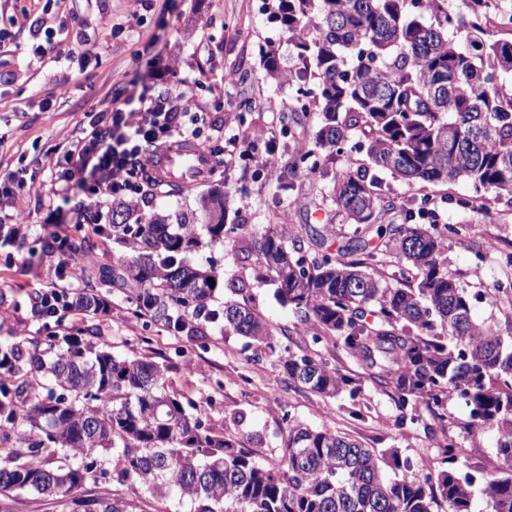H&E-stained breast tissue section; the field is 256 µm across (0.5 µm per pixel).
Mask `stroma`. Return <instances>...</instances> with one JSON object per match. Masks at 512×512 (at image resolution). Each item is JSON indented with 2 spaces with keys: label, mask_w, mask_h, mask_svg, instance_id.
<instances>
[{
  "label": "stroma",
  "mask_w": 512,
  "mask_h": 512,
  "mask_svg": "<svg viewBox=\"0 0 512 512\" xmlns=\"http://www.w3.org/2000/svg\"><path fill=\"white\" fill-rule=\"evenodd\" d=\"M269 7L268 0H0V29L5 32L0 38V169H21L25 178L12 206L0 208L7 216L6 228L16 231L14 238L0 237V339H42V322L32 315L29 296L54 276L53 259L43 245L57 236L74 235L72 209L86 197L81 189L50 194L54 149L70 140L92 105L126 98L135 90L158 94L174 89L193 111L207 114L206 133L213 145L240 131L266 141L272 118L292 114L296 85H275L263 68L262 55L271 47L277 48L283 68L299 66L286 36L269 23ZM64 15L88 21L101 34L81 47L91 61L86 73H79L66 58L50 54L40 59L28 52L38 27H57ZM244 70L248 78L225 89V77ZM46 100L52 103L47 112L42 109ZM316 129L317 121L310 117L279 134L268 179H255L251 166L242 164L223 180L209 179L179 195L140 203L139 212L160 215L173 228L182 222L201 226L209 221L201 196L227 186V221L245 225L247 236H261L278 224H312L324 228L326 248L338 250L352 232L337 217L331 197L333 177L344 167V156L314 152L307 160L317 171L313 180L303 176L291 183L283 174L295 141L312 142ZM386 185L397 202L422 193L432 197L439 223L476 219L458 204L473 192L466 182L419 188L390 179ZM239 247L237 239L205 235L184 258L213 270L220 284L245 280L244 301L278 325L281 339L301 347L305 333L291 306L277 296L275 284L257 278L254 262L241 261ZM445 256L449 271L460 275L474 294L478 320L501 323L512 314L511 306L490 296L494 284L506 280L505 266L494 259L480 260L473 240L466 237L449 238ZM108 300L109 312L91 319L71 315L67 324L96 328L100 341L116 353L168 365L169 390L195 402L211 430L248 448L263 464L278 463L288 423L294 420L339 431L380 453L397 451L422 472L450 467L462 473L492 471L499 465L497 433L472 428L470 408L462 398L447 399V429H440L422 405L402 424L382 387L366 382L357 396L343 392L331 398L291 387L281 353H256L218 322L205 327L202 347L165 332L154 335L148 345L140 340L144 325L133 317L126 296L115 291ZM447 435L461 449L451 465L440 451ZM84 493L120 495L135 512H188L178 499L146 497L132 479L92 481Z\"/></svg>",
  "instance_id": "35a3bbf8"
}]
</instances>
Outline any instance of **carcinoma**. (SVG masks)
Returning <instances> with one entry per match:
<instances>
[{
	"label": "carcinoma",
	"instance_id": "carcinoma-1",
	"mask_svg": "<svg viewBox=\"0 0 512 512\" xmlns=\"http://www.w3.org/2000/svg\"><path fill=\"white\" fill-rule=\"evenodd\" d=\"M269 19L288 35L302 67L288 80L312 83L306 100L297 90L294 111L317 115L314 149L360 157L333 179L331 197L352 224L376 226L381 248L359 230L332 253L323 232L308 224L286 246L270 230L246 252L255 256L276 293L292 306L314 343L338 338L358 360L360 379L340 375L315 353L288 355V384L332 396H355L359 381L389 389L404 411L423 403L447 431L445 399L463 398L477 427L500 433L493 472L417 474L408 459L378 455L329 429L288 422L280 463L265 467L201 417L187 412L168 390L166 368L106 349L90 329L75 330L61 316L31 312L48 330L45 348L23 336L0 342V492L61 495L68 512H131L123 498L82 494L89 480L133 478L155 499L174 494L190 512H472L473 488L482 486L493 512H512V318L504 326L472 316L467 285L448 273L443 253L450 236L475 234L477 224H438L430 199L397 205L376 172L412 185L470 183L476 195L461 202L477 214L490 208L481 191L512 207V0H275ZM263 67L283 78L275 51ZM313 153L295 148L288 187L316 169L302 170ZM186 175L165 184L144 175L145 195L181 192ZM218 212L205 225L212 239L241 230L225 223L226 198L210 196ZM397 210L399 224L385 223ZM128 207L112 205V224L100 228L136 252L122 273L88 268L87 281L115 287L135 304L145 327L206 338L203 324L272 353L277 327L235 300L245 284L232 282L220 310L211 308L212 274L182 254L199 245L195 225L175 231L159 217L131 223ZM46 251L90 255L88 237L55 238ZM397 285L385 283L386 274ZM90 318L102 293L79 295Z\"/></svg>",
	"mask_w": 512,
	"mask_h": 512
}]
</instances>
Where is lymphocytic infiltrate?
<instances>
[{
	"instance_id": "obj_1",
	"label": "lymphocytic infiltrate",
	"mask_w": 512,
	"mask_h": 512,
	"mask_svg": "<svg viewBox=\"0 0 512 512\" xmlns=\"http://www.w3.org/2000/svg\"><path fill=\"white\" fill-rule=\"evenodd\" d=\"M57 37L36 45L35 56L57 51L61 42H68L67 56L79 67H87L88 58L81 53L95 30L88 22L72 24L60 21ZM176 91L159 95L140 94V109L130 112L125 102L113 100L105 106L88 111L71 141L58 145L60 168L55 173L56 193L66 195L76 186H86L97 209L106 208L112 200L124 199L137 205L143 187L138 177L142 167V147L147 143L201 141L204 118L190 107L175 109ZM220 165L231 170L240 163H253L257 177L268 173L271 156L260 155L248 134L235 133L225 139Z\"/></svg>"
}]
</instances>
